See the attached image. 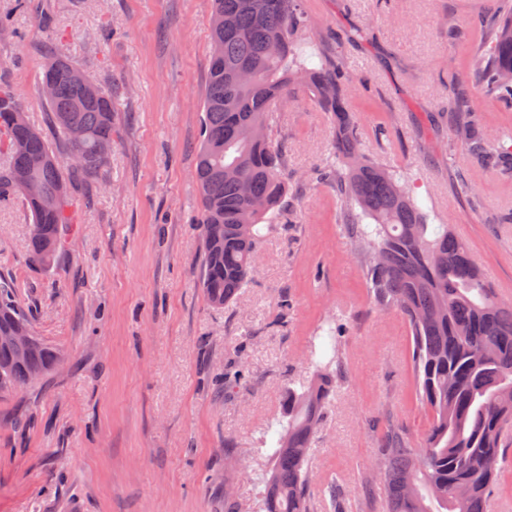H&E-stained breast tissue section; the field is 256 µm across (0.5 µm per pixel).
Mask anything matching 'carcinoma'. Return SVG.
<instances>
[{"label": "carcinoma", "instance_id": "1", "mask_svg": "<svg viewBox=\"0 0 512 512\" xmlns=\"http://www.w3.org/2000/svg\"><path fill=\"white\" fill-rule=\"evenodd\" d=\"M483 37L470 69L448 66V91L479 75L484 92L512 103V8L468 20ZM211 54L195 178L200 188V284L208 302H236L255 275L265 232L288 203V160L268 115L316 93L336 129L335 160L307 183L336 185L338 220L362 267L374 305L409 327L415 396L428 416L422 441L385 428L373 463L378 494L371 512H488L512 444V300L495 292L468 245L448 224L427 223L406 172L373 160L348 108L355 85L341 54L308 64L309 39L299 0H213ZM55 130L81 156L62 160L46 135L23 117L14 91L0 84V199L19 197L29 212L32 263L48 270L64 242L70 173L94 175L112 153V88L59 52L41 86ZM453 143L479 161L512 170V144L489 145L469 112H456ZM331 347L288 380L286 403L270 435L259 512H313V444L336 395L342 354L335 322L320 326ZM27 334L24 350L8 337ZM37 336L31 315L0 280V396L39 383L62 361ZM237 363L221 376L224 391L244 380Z\"/></svg>", "mask_w": 512, "mask_h": 512}]
</instances>
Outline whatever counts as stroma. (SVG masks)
Here are the masks:
<instances>
[{
	"label": "stroma",
	"instance_id": "obj_1",
	"mask_svg": "<svg viewBox=\"0 0 512 512\" xmlns=\"http://www.w3.org/2000/svg\"><path fill=\"white\" fill-rule=\"evenodd\" d=\"M311 63L342 53L360 86L350 101L366 150L405 170L430 221L471 246L487 279L512 290V171L485 168L452 145L448 67L468 68L479 37L465 21L503 0H301ZM212 0H0V83L31 124L68 156L39 76L59 51L112 88V155L71 179L74 224L45 272L28 252L20 199L0 203V275L35 332L64 354L39 384L0 398V512H240L260 499L268 447L289 378L303 375L315 330L339 321L338 396L317 433L314 512L337 484L346 512H368L376 432L391 420L427 426L414 398L409 329L373 308L336 220V190L297 179L333 151L334 126L314 94L272 116L288 156V213L259 253L237 303L217 309L199 281L194 181L211 50ZM486 139L512 134V107L461 92ZM245 366L235 393L213 379ZM235 448V456L224 454Z\"/></svg>",
	"mask_w": 512,
	"mask_h": 512
}]
</instances>
